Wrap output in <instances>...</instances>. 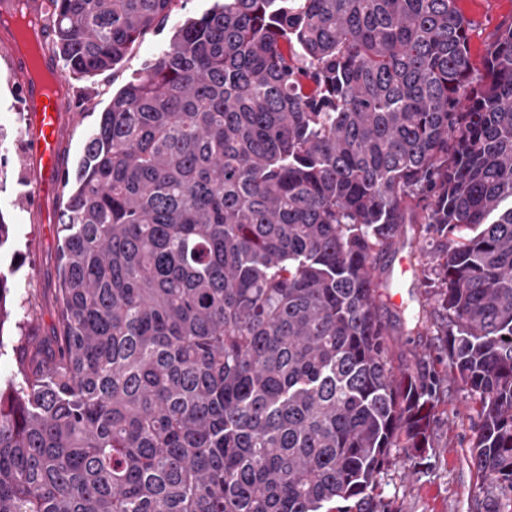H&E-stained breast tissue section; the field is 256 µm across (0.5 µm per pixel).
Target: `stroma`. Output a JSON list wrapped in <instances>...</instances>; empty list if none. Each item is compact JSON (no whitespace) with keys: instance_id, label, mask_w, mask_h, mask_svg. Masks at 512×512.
I'll return each instance as SVG.
<instances>
[{"instance_id":"1","label":"stroma","mask_w":512,"mask_h":512,"mask_svg":"<svg viewBox=\"0 0 512 512\" xmlns=\"http://www.w3.org/2000/svg\"><path fill=\"white\" fill-rule=\"evenodd\" d=\"M215 2L178 0L165 22L146 33L113 69L69 79L70 93L80 112L64 148L67 166H74L79 159L85 140L113 93L138 77L161 54L187 18L202 15ZM460 6L475 23L470 55L479 72L484 67V48L490 35L502 19L512 15V0H461ZM12 84L11 71L0 61V128L6 133L0 141V213L11 230L8 243L0 248V270L9 276L8 302L14 307L10 322L0 330V338L11 346L19 339L16 321H24V330L34 344L56 331L60 314L56 219L64 205L59 191L49 189L40 212L27 208L30 164L23 139L27 116ZM403 256L414 267H428L434 262L418 225L404 226L396 251L380 259L375 273L381 287V313L396 345V360L405 363L420 358L427 366L447 371L448 351L436 334L442 318L420 288L419 272L400 275L399 259ZM418 314L425 319L419 328L412 321ZM468 407L465 393L455 383H445L438 415L431 424L432 451L427 460L417 464L400 461L382 473L379 489L395 502L398 512H473L481 476L470 458Z\"/></svg>"}]
</instances>
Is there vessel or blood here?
I'll use <instances>...</instances> for the list:
<instances>
[{
    "label": "vessel or blood",
    "instance_id": "vessel-or-blood-1",
    "mask_svg": "<svg viewBox=\"0 0 512 512\" xmlns=\"http://www.w3.org/2000/svg\"><path fill=\"white\" fill-rule=\"evenodd\" d=\"M0 55L12 67L14 78L27 114V141L32 156L30 197H37L45 183H62L65 170L59 162V147L69 128L64 113L73 111L70 96H62L50 87L31 81L29 64L20 54L12 37L0 32Z\"/></svg>",
    "mask_w": 512,
    "mask_h": 512
}]
</instances>
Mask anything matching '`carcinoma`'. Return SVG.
Returning <instances> with one entry per match:
<instances>
[{"label":"carcinoma","mask_w":512,"mask_h":512,"mask_svg":"<svg viewBox=\"0 0 512 512\" xmlns=\"http://www.w3.org/2000/svg\"><path fill=\"white\" fill-rule=\"evenodd\" d=\"M46 2L82 78L178 0ZM458 2L217 0L112 95L63 181L58 331L0 380V512H394L377 477L448 377L477 512H512V20L476 77ZM406 224L445 377L380 314Z\"/></svg>","instance_id":"obj_1"}]
</instances>
